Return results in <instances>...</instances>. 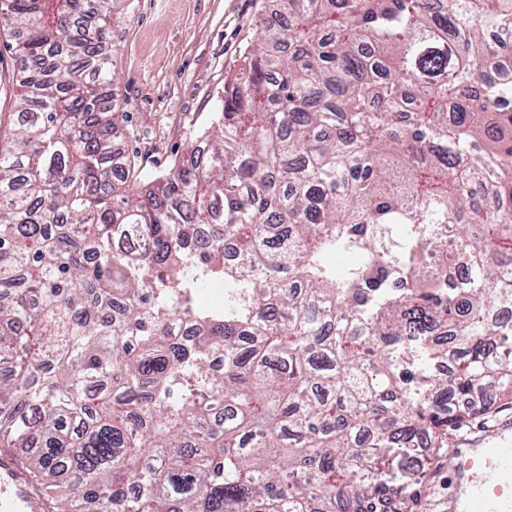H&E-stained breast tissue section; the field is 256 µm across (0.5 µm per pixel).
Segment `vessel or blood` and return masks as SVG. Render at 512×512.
Listing matches in <instances>:
<instances>
[{"mask_svg":"<svg viewBox=\"0 0 512 512\" xmlns=\"http://www.w3.org/2000/svg\"><path fill=\"white\" fill-rule=\"evenodd\" d=\"M454 485H467L453 512H512V430L500 426L456 449L448 463ZM45 504L15 456L0 454V512H44Z\"/></svg>","mask_w":512,"mask_h":512,"instance_id":"obj_1","label":"vessel or blood"}]
</instances>
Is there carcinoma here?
<instances>
[{"instance_id":"carcinoma-1","label":"carcinoma","mask_w":512,"mask_h":512,"mask_svg":"<svg viewBox=\"0 0 512 512\" xmlns=\"http://www.w3.org/2000/svg\"><path fill=\"white\" fill-rule=\"evenodd\" d=\"M114 2L0 0V447L57 512H411L512 408V0H274L149 181ZM9 37L0 33V141L7 144L13 121L14 103L20 93L16 63L6 47ZM2 139V140H1Z\"/></svg>"}]
</instances>
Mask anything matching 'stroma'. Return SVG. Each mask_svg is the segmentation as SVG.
<instances>
[{"mask_svg": "<svg viewBox=\"0 0 512 512\" xmlns=\"http://www.w3.org/2000/svg\"><path fill=\"white\" fill-rule=\"evenodd\" d=\"M269 0H115L111 71L123 114L119 154L143 174L168 170L184 152L190 126L204 124L225 80L251 48ZM0 33V140L7 139L20 92L16 63ZM413 470L421 495L414 512H448L447 458L420 451Z\"/></svg>", "mask_w": 512, "mask_h": 512, "instance_id": "1", "label": "stroma"}]
</instances>
